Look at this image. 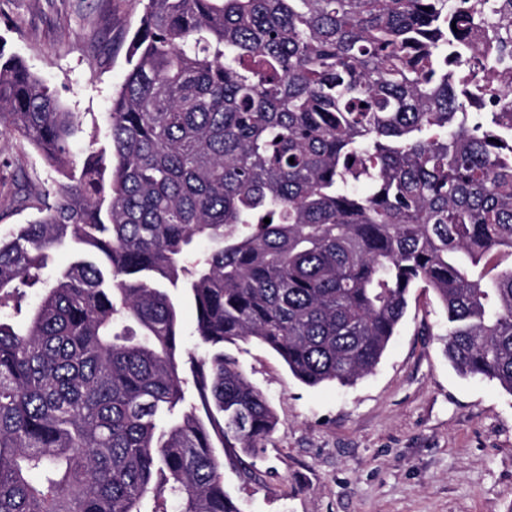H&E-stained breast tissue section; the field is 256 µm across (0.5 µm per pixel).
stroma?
Wrapping results in <instances>:
<instances>
[{
	"instance_id": "stroma-1",
	"label": "stroma",
	"mask_w": 512,
	"mask_h": 512,
	"mask_svg": "<svg viewBox=\"0 0 512 512\" xmlns=\"http://www.w3.org/2000/svg\"><path fill=\"white\" fill-rule=\"evenodd\" d=\"M143 0H0V51L74 112L75 153L104 146L112 95L129 70ZM56 174L0 135V199ZM446 317L415 289L373 374L309 387L256 342L226 345L278 419L255 481L225 465L240 512H512V394L461 377L445 355Z\"/></svg>"
}]
</instances>
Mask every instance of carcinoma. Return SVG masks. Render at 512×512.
Here are the masks:
<instances>
[{
    "label": "carcinoma",
    "mask_w": 512,
    "mask_h": 512,
    "mask_svg": "<svg viewBox=\"0 0 512 512\" xmlns=\"http://www.w3.org/2000/svg\"><path fill=\"white\" fill-rule=\"evenodd\" d=\"M469 23L468 0H147L79 161L77 117L0 50V134L61 176L18 183L37 215L0 236V512H240L220 449L277 421L224 345L352 385L419 286L454 369L512 394V116L448 85ZM179 319L181 349L185 352L201 354L202 348L198 346L197 338L194 335L196 326V311L190 302L183 301L179 310Z\"/></svg>",
    "instance_id": "obj_1"
}]
</instances>
